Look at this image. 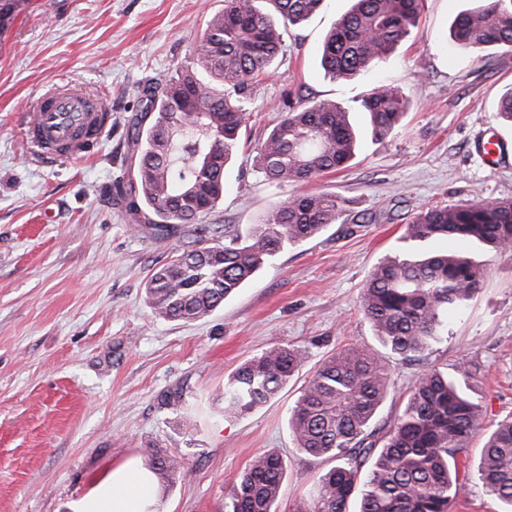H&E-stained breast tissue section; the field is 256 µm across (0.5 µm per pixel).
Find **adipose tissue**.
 <instances>
[{"instance_id": "adipose-tissue-1", "label": "adipose tissue", "mask_w": 512, "mask_h": 512, "mask_svg": "<svg viewBox=\"0 0 512 512\" xmlns=\"http://www.w3.org/2000/svg\"><path fill=\"white\" fill-rule=\"evenodd\" d=\"M155 479L136 461H126L95 479L75 512H153Z\"/></svg>"}]
</instances>
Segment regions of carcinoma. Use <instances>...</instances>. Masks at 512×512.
Here are the masks:
<instances>
[{
  "label": "carcinoma",
  "instance_id": "1",
  "mask_svg": "<svg viewBox=\"0 0 512 512\" xmlns=\"http://www.w3.org/2000/svg\"><path fill=\"white\" fill-rule=\"evenodd\" d=\"M322 0H224L188 64L157 86L142 89L145 105L127 132L133 176L112 183L115 199L138 228L193 241L158 267L146 288L154 313L190 322L214 311L285 245H296L335 224L346 200L322 191L291 196L253 225L247 236L208 221L224 197V169L239 150L248 113L249 82L282 51L290 26L307 21ZM423 0H353L327 33L320 66L332 79H354L407 38ZM454 47L478 52L512 47V0H483L456 17ZM410 108L398 89L379 85L360 99L373 139H385ZM348 111L332 102L286 113L262 143L255 169L278 184L310 182L355 155ZM477 241L512 250V198L466 206L421 208L406 225L396 254L368 275L361 307L382 347L406 359L424 350L448 313L476 294L487 268L456 252L424 253L429 239ZM301 364L295 350L278 348L242 363L224 383V416H241L275 398ZM479 370L460 361L451 371L431 367L407 393L403 410L375 426L393 387L382 356L368 345L344 348L313 372L288 417L296 447L335 465L316 479L313 494L293 512H450L461 489L458 457L484 430L475 387ZM367 475H362L366 464ZM148 466L160 485L184 469L174 456L153 451ZM286 466L275 451L256 456L225 496L224 512H277ZM486 491L512 507V418L499 422L477 466Z\"/></svg>",
  "mask_w": 512,
  "mask_h": 512
}]
</instances>
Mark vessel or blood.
Segmentation results:
<instances>
[{"instance_id":"obj_1","label":"vessel or blood","mask_w":512,"mask_h":512,"mask_svg":"<svg viewBox=\"0 0 512 512\" xmlns=\"http://www.w3.org/2000/svg\"><path fill=\"white\" fill-rule=\"evenodd\" d=\"M106 107L98 98L74 85L58 86L41 93L36 101L34 121L24 124L25 140L28 146L48 165L60 162L59 154L47 149L35 140L31 133L33 126H40L45 134L56 141L69 142L77 129L90 130L91 135L85 149L80 155L89 158L95 155L96 148L105 132L110 128V121L102 117Z\"/></svg>"}]
</instances>
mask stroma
<instances>
[{"label": "stroma", "instance_id": "stroma-1", "mask_svg": "<svg viewBox=\"0 0 512 512\" xmlns=\"http://www.w3.org/2000/svg\"><path fill=\"white\" fill-rule=\"evenodd\" d=\"M349 6L323 0L290 28L270 73L250 82L247 130L211 216L245 234L280 201L324 190L349 199L345 222L285 247L187 323L154 317L146 292L181 241L135 230L108 187L125 168L143 87L191 59L224 0H22L0 31V512H72L102 471L154 450L186 463L159 512H224L238 475L268 450L286 463L279 512L312 494L330 464L296 448L288 412L325 358L377 346L360 305L371 269L394 255L420 207L512 197V159L491 169L476 150L492 136L512 140V123L498 113L512 88V48L450 46L453 20L478 0H424L418 26L394 52L354 80L334 81L319 50ZM63 82L98 95L112 128L96 156L49 167L25 144L22 125L36 96ZM379 84L399 88L412 106L376 141L357 101ZM304 99L347 108L359 148L341 170L280 186L256 172L254 157ZM424 248L467 252L489 274L428 347L408 360L388 355L395 387L378 419L399 412L425 369L472 358L485 423L496 424L512 416V252L450 240ZM274 348L300 352L297 374L268 404L225 416V381Z\"/></svg>", "mask_w": 512, "mask_h": 512}]
</instances>
